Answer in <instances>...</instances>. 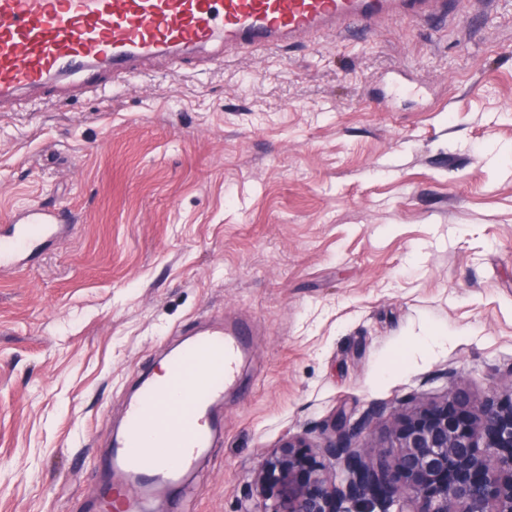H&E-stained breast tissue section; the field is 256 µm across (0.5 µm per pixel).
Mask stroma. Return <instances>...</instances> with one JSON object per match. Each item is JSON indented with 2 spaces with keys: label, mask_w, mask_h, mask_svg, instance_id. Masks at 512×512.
<instances>
[{
  "label": "stroma",
  "mask_w": 512,
  "mask_h": 512,
  "mask_svg": "<svg viewBox=\"0 0 512 512\" xmlns=\"http://www.w3.org/2000/svg\"><path fill=\"white\" fill-rule=\"evenodd\" d=\"M46 200L74 229L0 275V512L97 499L129 390L203 314L253 334L191 507L244 512L286 434L512 386V0L1 111L0 225Z\"/></svg>",
  "instance_id": "obj_1"
}]
</instances>
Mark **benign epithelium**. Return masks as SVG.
Returning a JSON list of instances; mask_svg holds the SVG:
<instances>
[{
  "label": "benign epithelium",
  "instance_id": "1",
  "mask_svg": "<svg viewBox=\"0 0 512 512\" xmlns=\"http://www.w3.org/2000/svg\"><path fill=\"white\" fill-rule=\"evenodd\" d=\"M389 412L372 448L359 440ZM286 435L251 470L245 512H512V388L474 402L455 389L438 402L394 405Z\"/></svg>",
  "mask_w": 512,
  "mask_h": 512
}]
</instances>
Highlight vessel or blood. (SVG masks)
Segmentation results:
<instances>
[{
	"instance_id": "obj_1",
	"label": "vessel or blood",
	"mask_w": 512,
	"mask_h": 512,
	"mask_svg": "<svg viewBox=\"0 0 512 512\" xmlns=\"http://www.w3.org/2000/svg\"><path fill=\"white\" fill-rule=\"evenodd\" d=\"M462 0H0V109L20 91L55 102L114 85L151 57L265 46L302 36L374 29L389 19L442 24ZM67 209L21 208L0 226V273L37 251L70 220ZM245 324L207 322L169 351L166 380L146 377L123 406L122 428L103 461L100 512H147L179 500L186 478L222 422L213 407L233 386L246 351ZM153 439L151 453L140 449Z\"/></svg>"
}]
</instances>
